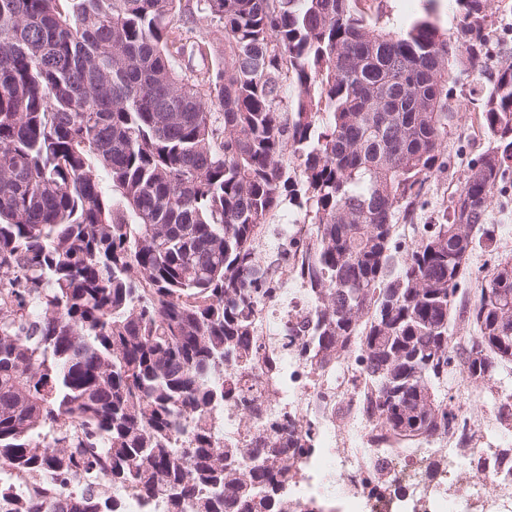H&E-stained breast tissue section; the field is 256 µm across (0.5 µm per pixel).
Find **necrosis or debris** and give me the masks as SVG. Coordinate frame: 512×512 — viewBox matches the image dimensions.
<instances>
[{
	"label": "necrosis or debris",
	"instance_id": "obj_1",
	"mask_svg": "<svg viewBox=\"0 0 512 512\" xmlns=\"http://www.w3.org/2000/svg\"><path fill=\"white\" fill-rule=\"evenodd\" d=\"M353 375L349 365L322 377L303 367L291 350L280 355L275 379L253 383L255 395L274 400L300 427L326 386H334L342 401L347 431L337 433L334 425L321 422L312 453L297 461L301 497L331 480L341 489L343 512H512V460L492 457L479 444L452 446L447 433L407 448L374 443L373 426L358 411ZM477 457L485 459V468L469 470L467 459ZM380 465L386 468L385 483L376 489L366 476Z\"/></svg>",
	"mask_w": 512,
	"mask_h": 512
}]
</instances>
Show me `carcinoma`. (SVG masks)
<instances>
[{
    "label": "carcinoma",
    "instance_id": "cac0c4a2",
    "mask_svg": "<svg viewBox=\"0 0 512 512\" xmlns=\"http://www.w3.org/2000/svg\"><path fill=\"white\" fill-rule=\"evenodd\" d=\"M362 0H0V512H292L311 433L241 388L272 377L258 335L267 217L312 317L282 345L353 359L362 412L395 448L467 423L448 379L512 377V258L456 303L487 209L512 185V50L482 76L488 0L372 24ZM224 29L207 58L197 18ZM294 94L284 101L283 76ZM470 79L488 146L454 204L413 223L448 172L449 84ZM296 162V171L285 156ZM106 172L110 186L101 187ZM475 334L452 342L451 321ZM253 434L220 441L212 414Z\"/></svg>",
    "mask_w": 512,
    "mask_h": 512
}]
</instances>
